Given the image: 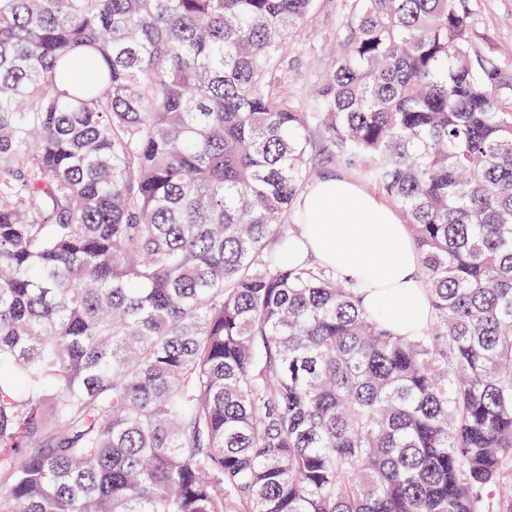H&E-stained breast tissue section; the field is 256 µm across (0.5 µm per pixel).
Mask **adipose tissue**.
I'll list each match as a JSON object with an SVG mask.
<instances>
[{
    "label": "adipose tissue",
    "instance_id": "obj_1",
    "mask_svg": "<svg viewBox=\"0 0 512 512\" xmlns=\"http://www.w3.org/2000/svg\"><path fill=\"white\" fill-rule=\"evenodd\" d=\"M307 222L283 255L296 265L315 261L357 283L364 308L389 316L407 335L431 319L420 258L407 224L375 192L345 175L329 174L303 196Z\"/></svg>",
    "mask_w": 512,
    "mask_h": 512
}]
</instances>
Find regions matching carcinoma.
Wrapping results in <instances>:
<instances>
[{
	"label": "carcinoma",
	"instance_id": "carcinoma-1",
	"mask_svg": "<svg viewBox=\"0 0 512 512\" xmlns=\"http://www.w3.org/2000/svg\"><path fill=\"white\" fill-rule=\"evenodd\" d=\"M0 0V512H512V79L465 0ZM398 208L410 336L279 249ZM346 0H317L315 10L294 45L288 48V69L281 73L280 90L295 95L309 92L329 69L340 36L338 23Z\"/></svg>",
	"mask_w": 512,
	"mask_h": 512
}]
</instances>
